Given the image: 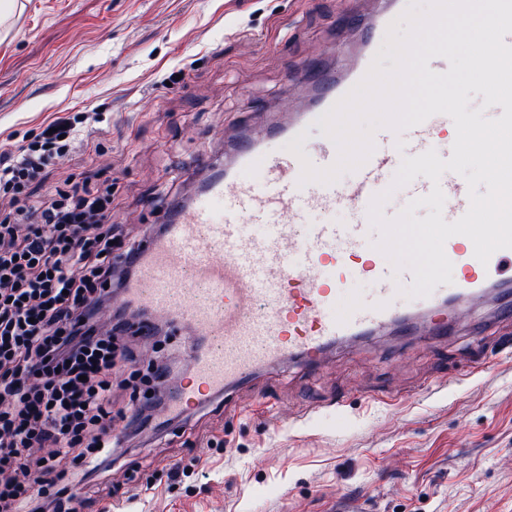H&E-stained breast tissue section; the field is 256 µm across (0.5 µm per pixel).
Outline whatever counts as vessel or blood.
Segmentation results:
<instances>
[{
    "mask_svg": "<svg viewBox=\"0 0 512 512\" xmlns=\"http://www.w3.org/2000/svg\"><path fill=\"white\" fill-rule=\"evenodd\" d=\"M372 61L365 49L339 80L309 73L317 89L310 107L264 139L236 141L223 166L200 159L201 189L162 235L143 243L123 301L188 321L208 339L189 354L185 376L169 382L173 412L195 409L286 361L317 368L335 347L419 317L429 318L432 336L447 337L469 302L490 299L497 316L512 318V248L495 251L484 263L468 237L451 236L444 252L456 272L453 282L404 311L396 286L411 284L413 275L406 268L391 273L373 246L380 234L368 218L371 199L390 187L389 175L403 157L431 149L451 157L456 129L449 116H431L399 133L378 129L374 152L343 183L299 182L302 158L318 168L335 163L337 148L328 137L306 141L299 156L280 150V141L313 130ZM436 185L445 195L448 221L461 218L470 206L469 189L450 173L436 184L417 176L400 195L408 202ZM342 205L351 217L338 224L332 214ZM250 224L263 226L264 234L246 237ZM355 275L371 280L370 296L337 305Z\"/></svg>",
    "mask_w": 512,
    "mask_h": 512,
    "instance_id": "b4317fda",
    "label": "vessel or blood"
}]
</instances>
